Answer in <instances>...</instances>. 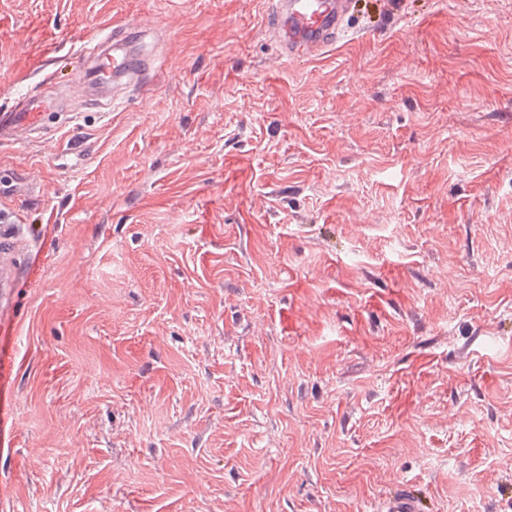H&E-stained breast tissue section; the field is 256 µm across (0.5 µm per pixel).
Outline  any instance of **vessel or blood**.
Listing matches in <instances>:
<instances>
[{"mask_svg": "<svg viewBox=\"0 0 512 512\" xmlns=\"http://www.w3.org/2000/svg\"><path fill=\"white\" fill-rule=\"evenodd\" d=\"M355 11V0H275L266 12L265 24L277 35L288 60H313L348 38L349 20ZM133 43L130 28L112 25L98 44V55L84 66V78L76 86L78 95L99 98L108 93L112 83L139 79L146 62ZM57 106L42 85L26 88L9 110L0 113V140H15L40 130ZM16 272L11 253L0 254V313L13 308ZM383 512H422L414 487L399 486L386 499Z\"/></svg>", "mask_w": 512, "mask_h": 512, "instance_id": "b4317fda", "label": "vessel or blood"}]
</instances>
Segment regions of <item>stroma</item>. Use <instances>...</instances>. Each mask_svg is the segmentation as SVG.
<instances>
[{
	"instance_id": "stroma-1",
	"label": "stroma",
	"mask_w": 512,
	"mask_h": 512,
	"mask_svg": "<svg viewBox=\"0 0 512 512\" xmlns=\"http://www.w3.org/2000/svg\"><path fill=\"white\" fill-rule=\"evenodd\" d=\"M0 0V512H512V0ZM145 83L72 96L104 23ZM265 16L266 28L278 37L291 61L314 60L348 38L353 0H276ZM51 76L45 75L38 85L22 92L6 112L0 113V140L31 135L43 127L49 112H53L59 103L43 91L44 83H50ZM17 267L11 253L1 252L0 260V313L12 310L14 305ZM383 512H421V502L412 485L399 486L385 500Z\"/></svg>"
}]
</instances>
